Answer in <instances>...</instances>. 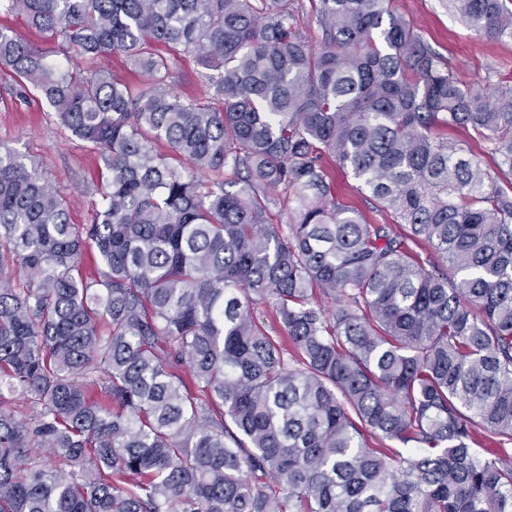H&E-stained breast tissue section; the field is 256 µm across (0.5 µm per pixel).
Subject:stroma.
I'll list each match as a JSON object with an SVG mask.
<instances>
[{
    "label": "stroma",
    "instance_id": "1",
    "mask_svg": "<svg viewBox=\"0 0 512 512\" xmlns=\"http://www.w3.org/2000/svg\"><path fill=\"white\" fill-rule=\"evenodd\" d=\"M389 5L443 56L460 82L491 88L512 81V39L491 40L468 28L452 0H390ZM8 150L23 156L72 202V223L93 222L101 183L97 153L90 144L68 137L40 97L0 108V151ZM329 170L342 203L370 223H393L391 210L358 191L350 169L333 164Z\"/></svg>",
    "mask_w": 512,
    "mask_h": 512
}]
</instances>
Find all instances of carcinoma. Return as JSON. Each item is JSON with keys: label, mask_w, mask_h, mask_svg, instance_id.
<instances>
[{"label": "carcinoma", "mask_w": 512, "mask_h": 512, "mask_svg": "<svg viewBox=\"0 0 512 512\" xmlns=\"http://www.w3.org/2000/svg\"><path fill=\"white\" fill-rule=\"evenodd\" d=\"M385 2L311 0L316 47L294 0H0L45 38L0 25V103L37 92L102 179L72 224L0 152V512H512V182L448 140L512 176V84L460 83ZM454 4L512 39L505 0ZM295 6L297 7V27L303 35L307 36L315 45L319 46L321 32L310 10L309 0H296ZM98 65L106 68L112 77L133 83H144L145 79L141 75L137 74L131 65L128 63L126 58L122 55H112L98 61ZM178 66L181 73L180 82L176 88L178 93L184 97L195 96L200 90L197 71L199 67L195 59L190 54H182ZM328 165L340 202L358 210L372 224H396L390 209L379 207L357 190L359 182L349 168L342 169L332 160Z\"/></svg>", "instance_id": "cac0c4a2"}]
</instances>
